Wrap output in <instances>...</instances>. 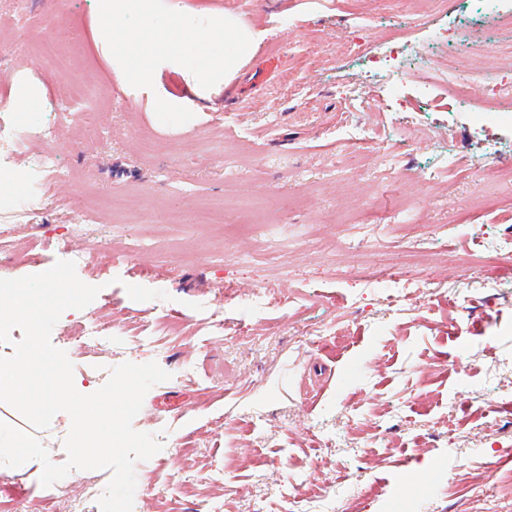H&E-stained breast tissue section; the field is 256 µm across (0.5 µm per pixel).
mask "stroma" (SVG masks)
Here are the masks:
<instances>
[{"instance_id":"35a3bbf8","label":"stroma","mask_w":512,"mask_h":512,"mask_svg":"<svg viewBox=\"0 0 512 512\" xmlns=\"http://www.w3.org/2000/svg\"><path fill=\"white\" fill-rule=\"evenodd\" d=\"M182 2L232 10L259 34L206 100L169 68L136 97L93 44L95 0L20 11L0 0V109L35 91L30 121L57 127L50 148L68 173L30 223L36 186L11 179L26 157L9 163L0 278L50 269L62 241L91 249L77 275L100 292L61 316L53 345L95 389L124 362L170 374L133 421L165 438L135 466L133 512H288L300 484L323 490L306 512H512L481 482L512 439V254L485 267L488 287L465 283L469 254L512 231V182L469 176L487 157L512 165V124L451 109L412 68L386 78L365 59L393 39L410 54L444 43L461 0ZM49 29L76 48L46 57ZM459 44L439 72L512 78V53L481 30ZM158 94L176 107L157 110ZM85 110L98 116L92 137L72 124ZM145 134L159 150L143 149ZM171 200L218 221L157 222ZM225 223L249 230L227 237ZM409 250L464 284L462 297L390 308L392 265ZM160 317L181 334L141 345ZM79 321L110 325L111 343L83 345ZM111 476L75 469L46 488L32 471L0 472V500L22 489L29 512H51L47 496Z\"/></svg>"}]
</instances>
